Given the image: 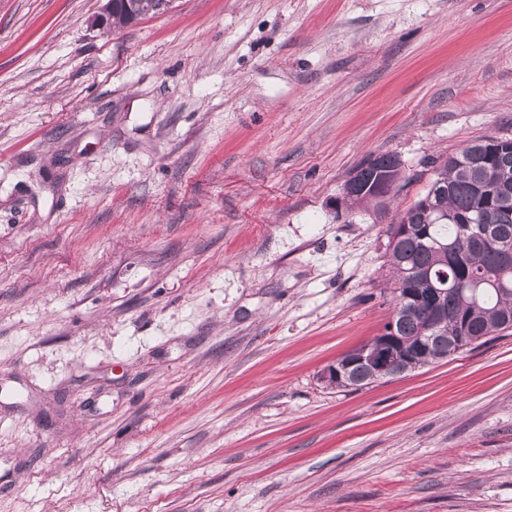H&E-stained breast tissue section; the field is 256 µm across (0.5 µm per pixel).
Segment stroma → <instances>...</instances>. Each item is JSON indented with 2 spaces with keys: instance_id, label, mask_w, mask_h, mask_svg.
Here are the masks:
<instances>
[{
  "instance_id": "35a3bbf8",
  "label": "stroma",
  "mask_w": 512,
  "mask_h": 512,
  "mask_svg": "<svg viewBox=\"0 0 512 512\" xmlns=\"http://www.w3.org/2000/svg\"><path fill=\"white\" fill-rule=\"evenodd\" d=\"M103 4L0 0V512H512V332L322 379L437 161L512 138V0ZM128 1V3H127ZM162 1L167 0H106L102 9L92 17L91 26L97 29H104L112 25H127L139 20L142 16L155 13L166 5ZM348 179L344 182L339 195L336 196L334 205L336 206V213L338 216L343 215L342 198L349 195L357 184V173L359 185L356 187L355 198L343 200L344 210L347 212H354L365 207L376 199V193L373 192V187L382 181L395 184L400 176L401 162L395 154L384 153L379 155H372L361 162ZM359 170V172H358Z\"/></svg>"
}]
</instances>
